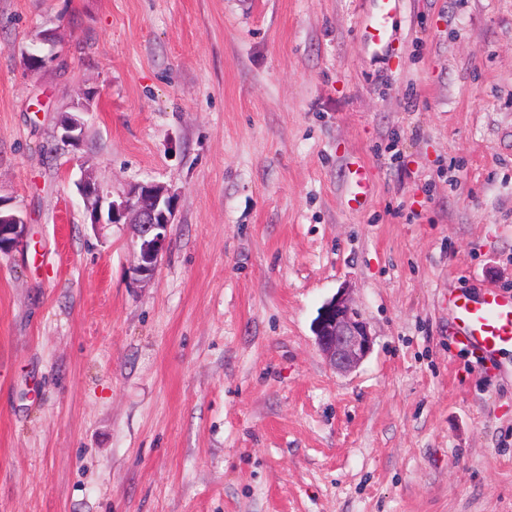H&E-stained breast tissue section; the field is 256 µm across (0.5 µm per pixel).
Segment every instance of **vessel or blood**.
Here are the masks:
<instances>
[{"label":"vessel or blood","instance_id":"b4317fda","mask_svg":"<svg viewBox=\"0 0 512 512\" xmlns=\"http://www.w3.org/2000/svg\"><path fill=\"white\" fill-rule=\"evenodd\" d=\"M401 0H376V9L364 22L368 45L385 49L395 35L394 22ZM452 334L480 359H488L512 347V295L495 288L479 296L463 292L448 295Z\"/></svg>","mask_w":512,"mask_h":512}]
</instances>
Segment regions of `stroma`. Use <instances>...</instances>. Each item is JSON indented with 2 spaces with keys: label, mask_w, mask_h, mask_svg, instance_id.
I'll use <instances>...</instances> for the list:
<instances>
[{
  "label": "stroma",
  "mask_w": 512,
  "mask_h": 512,
  "mask_svg": "<svg viewBox=\"0 0 512 512\" xmlns=\"http://www.w3.org/2000/svg\"><path fill=\"white\" fill-rule=\"evenodd\" d=\"M369 7L0 0V196L30 231L0 255V512H512V352L448 315L512 292V0H402L377 54ZM88 93L81 149L46 153ZM84 173L175 192L150 283ZM343 288L374 337L347 375L314 335ZM76 185L77 192L83 199L86 213L89 215L90 224H101L100 213L104 197L98 183L87 174L81 176Z\"/></svg>",
  "instance_id": "stroma-1"
}]
</instances>
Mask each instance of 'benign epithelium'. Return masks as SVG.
I'll return each mask as SVG.
<instances>
[{
    "label": "benign epithelium",
    "instance_id": "7a95c632",
    "mask_svg": "<svg viewBox=\"0 0 512 512\" xmlns=\"http://www.w3.org/2000/svg\"><path fill=\"white\" fill-rule=\"evenodd\" d=\"M59 140L73 149L84 138L82 122L64 112L58 122ZM77 192L84 202L92 224L101 223L103 194L90 175L77 181ZM177 201L171 188L161 183L131 185L120 200L109 202L112 223L125 222L133 230L136 261L132 267L134 280L150 282L168 244V228L174 222ZM28 224L18 210L12 208L0 215V253L8 254L27 243ZM314 334L319 351L339 373H350L360 366L373 348L369 326L353 308L345 291H339L321 310Z\"/></svg>",
    "mask_w": 512,
    "mask_h": 512
}]
</instances>
